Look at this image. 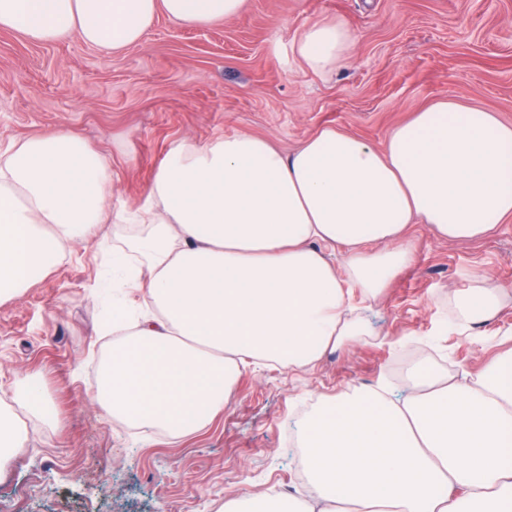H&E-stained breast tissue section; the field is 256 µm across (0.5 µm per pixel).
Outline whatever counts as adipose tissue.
Returning <instances> with one entry per match:
<instances>
[{
  "label": "adipose tissue",
  "instance_id": "ef3b65f1",
  "mask_svg": "<svg viewBox=\"0 0 512 512\" xmlns=\"http://www.w3.org/2000/svg\"><path fill=\"white\" fill-rule=\"evenodd\" d=\"M247 0H0V30L37 43L77 34L106 54L140 44L158 15L209 25ZM346 22L314 23L294 51L336 68ZM107 158L66 130L0 150V303L48 276L72 241L113 219L133 225L112 254L119 336L94 397L117 420L176 437L205 428L253 366L304 368L355 327L354 295L377 297L416 261L409 228L471 241L512 220V124L443 98L375 148L326 126L290 154L238 133L171 147L136 208L106 209ZM341 254L332 264L327 254ZM488 279L449 293L466 323L500 303ZM412 393L337 396L306 420L312 504L226 500L223 512H512V349L483 373L440 385L423 366Z\"/></svg>",
  "mask_w": 512,
  "mask_h": 512
}]
</instances>
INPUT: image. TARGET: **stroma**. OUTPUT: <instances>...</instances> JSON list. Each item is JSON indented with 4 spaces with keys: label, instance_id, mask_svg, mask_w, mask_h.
I'll list each match as a JSON object with an SVG mask.
<instances>
[{
    "label": "stroma",
    "instance_id": "35a3bbf8",
    "mask_svg": "<svg viewBox=\"0 0 512 512\" xmlns=\"http://www.w3.org/2000/svg\"><path fill=\"white\" fill-rule=\"evenodd\" d=\"M344 19L353 48L316 74L294 53L310 24ZM512 123V0H248L238 17L184 26L160 17L140 45L106 55L78 36L33 43L0 31V147L69 130L106 155L108 205L139 204L169 149L248 132L290 152L330 125L382 147L440 98ZM417 260L377 301L354 297L362 333L314 366L262 367L235 382L205 430L181 438L116 424L92 394L112 339L111 253L121 224L67 248L62 264L0 304V397L41 374L50 406L24 414L25 451L0 469V512H218L225 498L305 499L295 470L308 404L356 388L401 399L405 356L439 375H479L512 325V222L486 238L436 239L410 228ZM484 274L504 288L489 320L448 328V293Z\"/></svg>",
    "mask_w": 512,
    "mask_h": 512
}]
</instances>
